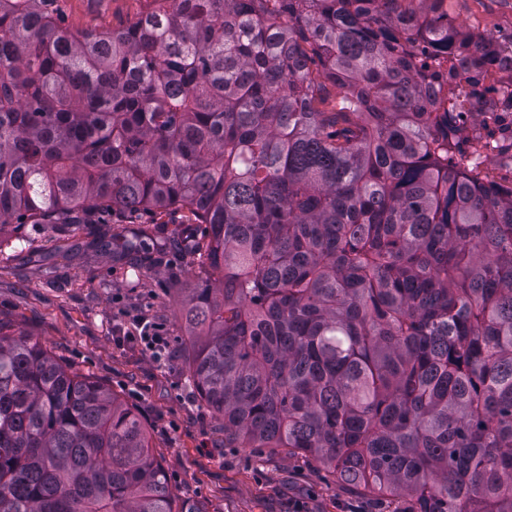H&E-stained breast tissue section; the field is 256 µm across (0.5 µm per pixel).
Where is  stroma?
<instances>
[{
    "label": "stroma",
    "instance_id": "stroma-1",
    "mask_svg": "<svg viewBox=\"0 0 512 512\" xmlns=\"http://www.w3.org/2000/svg\"><path fill=\"white\" fill-rule=\"evenodd\" d=\"M70 30L119 28L136 17V0H64ZM454 24L486 37L512 35V0H443ZM161 225L151 262L133 272L111 253L89 250L81 227L65 249L50 231L27 224L0 238V320L21 323L58 360L100 381L133 407L153 455L188 512H408L410 501H373L334 482L300 457L264 448H228L224 422L195 399L183 348L187 341L169 287L194 278L196 258L181 242L183 213L113 216L104 230L115 247ZM166 323L170 348L155 360L119 331L133 319Z\"/></svg>",
    "mask_w": 512,
    "mask_h": 512
}]
</instances>
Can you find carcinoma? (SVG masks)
I'll return each mask as SVG.
<instances>
[{
  "label": "carcinoma",
  "instance_id": "1",
  "mask_svg": "<svg viewBox=\"0 0 512 512\" xmlns=\"http://www.w3.org/2000/svg\"><path fill=\"white\" fill-rule=\"evenodd\" d=\"M167 2L86 33L0 0V226L107 251L115 213H188L173 295L224 441L411 512H512V189L434 133L499 42L442 0ZM0 512H185L133 408L2 321Z\"/></svg>",
  "mask_w": 512,
  "mask_h": 512
}]
</instances>
